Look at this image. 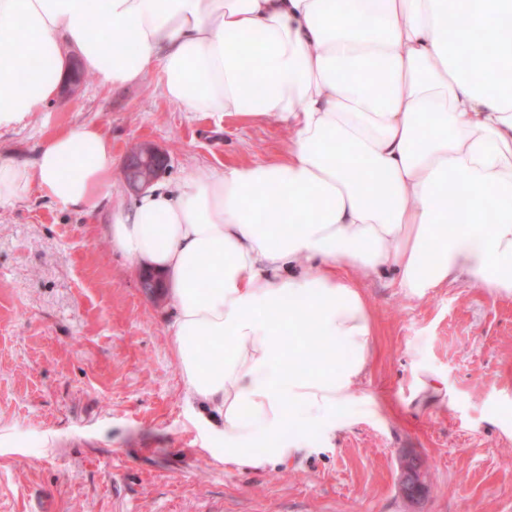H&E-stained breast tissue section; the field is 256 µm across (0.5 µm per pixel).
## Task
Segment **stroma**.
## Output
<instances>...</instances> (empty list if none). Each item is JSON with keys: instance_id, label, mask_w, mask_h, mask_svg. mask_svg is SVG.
<instances>
[{"instance_id": "stroma-1", "label": "stroma", "mask_w": 512, "mask_h": 512, "mask_svg": "<svg viewBox=\"0 0 512 512\" xmlns=\"http://www.w3.org/2000/svg\"><path fill=\"white\" fill-rule=\"evenodd\" d=\"M112 141V193L96 213L39 195L0 208V512H512V297L465 281L417 300L364 280L376 333L359 390L392 410L356 411L285 467L240 472L212 455L169 326L166 290L110 240L132 145L166 155L157 183L197 167L272 159L288 145L275 120L184 111L158 74L124 87L88 74L30 120L0 134V159L30 162L75 125ZM447 389L423 402L418 378ZM419 458L421 502L400 491Z\"/></svg>"}]
</instances>
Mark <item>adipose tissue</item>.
Segmentation results:
<instances>
[{
    "instance_id": "obj_1",
    "label": "adipose tissue",
    "mask_w": 512,
    "mask_h": 512,
    "mask_svg": "<svg viewBox=\"0 0 512 512\" xmlns=\"http://www.w3.org/2000/svg\"><path fill=\"white\" fill-rule=\"evenodd\" d=\"M68 47L103 84L156 67L186 111L288 129L277 159L197 168L111 214L113 247L171 296L173 353L226 466L291 464L374 409L355 393L362 278L512 296V0H0V131L55 97ZM111 184L94 123L0 160V208L35 191L92 214ZM311 336L347 358L309 359Z\"/></svg>"
}]
</instances>
